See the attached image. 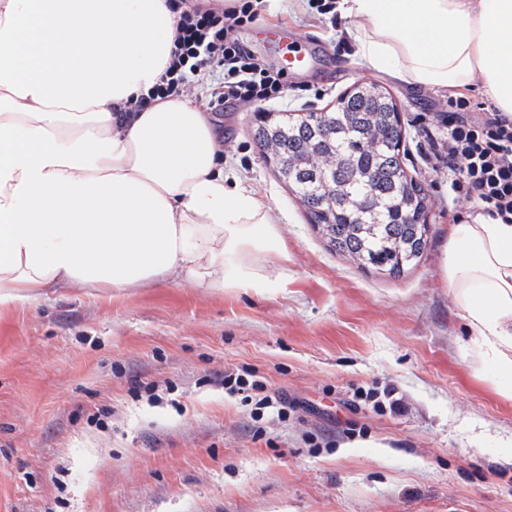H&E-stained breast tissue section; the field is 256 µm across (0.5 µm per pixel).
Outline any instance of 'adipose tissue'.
Returning a JSON list of instances; mask_svg holds the SVG:
<instances>
[{
	"label": "adipose tissue",
	"instance_id": "adipose-tissue-1",
	"mask_svg": "<svg viewBox=\"0 0 512 512\" xmlns=\"http://www.w3.org/2000/svg\"><path fill=\"white\" fill-rule=\"evenodd\" d=\"M373 69L448 92L479 82L512 119V0H340ZM165 0H0V309L45 289L268 288L287 258L265 202L224 184L212 117L134 109L170 61ZM445 280L512 399V224L452 225Z\"/></svg>",
	"mask_w": 512,
	"mask_h": 512
}]
</instances>
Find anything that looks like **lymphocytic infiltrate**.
<instances>
[{
	"instance_id": "obj_1",
	"label": "lymphocytic infiltrate",
	"mask_w": 512,
	"mask_h": 512,
	"mask_svg": "<svg viewBox=\"0 0 512 512\" xmlns=\"http://www.w3.org/2000/svg\"><path fill=\"white\" fill-rule=\"evenodd\" d=\"M180 16L168 67L138 106L151 99L183 95L190 76L219 71L222 81L210 104L223 111L236 101L262 104L279 98L285 87L283 73L262 68L251 51L234 39V31L254 24L252 0L231 5L213 0L209 5L186 6L185 0H166ZM430 145L436 162L448 170V197L467 202L481 215L499 224H512V122L495 112L472 111L468 97L449 100L442 128Z\"/></svg>"
}]
</instances>
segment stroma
I'll use <instances>...</instances> for the list:
<instances>
[{
    "label": "stroma",
    "instance_id": "35a3bbf8",
    "mask_svg": "<svg viewBox=\"0 0 512 512\" xmlns=\"http://www.w3.org/2000/svg\"><path fill=\"white\" fill-rule=\"evenodd\" d=\"M234 37L266 65L283 28L322 50L280 98L225 106L224 174L277 218L274 285L47 290L0 313V512H512V400L443 277L454 219L424 127L448 94L355 53L360 18L253 0ZM393 96L429 241L398 276L329 249L253 139L261 112H323L353 84ZM254 373L294 403L254 413L224 378Z\"/></svg>",
    "mask_w": 512,
    "mask_h": 512
}]
</instances>
